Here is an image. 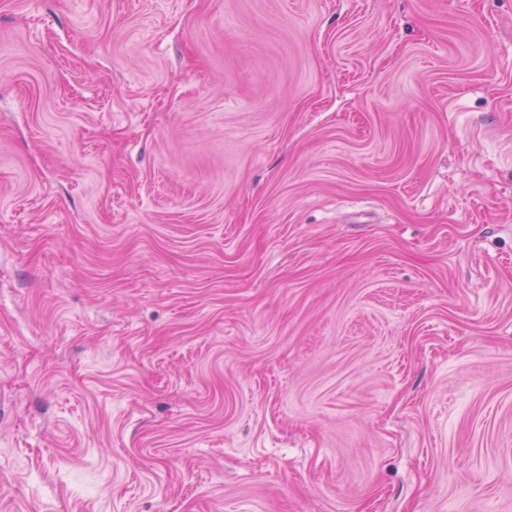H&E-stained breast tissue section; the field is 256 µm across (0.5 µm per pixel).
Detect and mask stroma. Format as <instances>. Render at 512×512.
<instances>
[{
    "label": "stroma",
    "mask_w": 512,
    "mask_h": 512,
    "mask_svg": "<svg viewBox=\"0 0 512 512\" xmlns=\"http://www.w3.org/2000/svg\"><path fill=\"white\" fill-rule=\"evenodd\" d=\"M0 512H512V0H0Z\"/></svg>",
    "instance_id": "obj_1"
}]
</instances>
